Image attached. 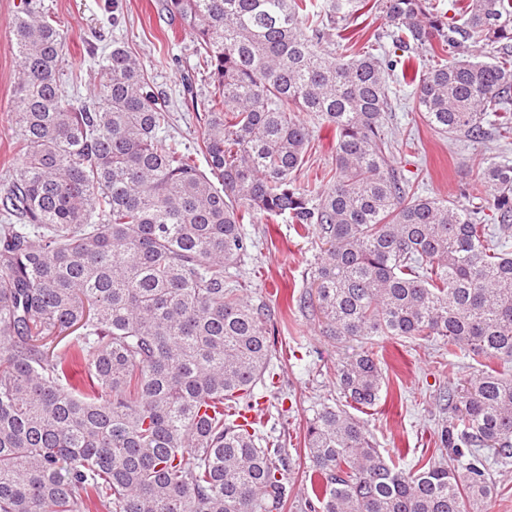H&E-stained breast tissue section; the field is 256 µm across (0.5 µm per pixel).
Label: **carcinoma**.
<instances>
[{"label": "carcinoma", "instance_id": "cac0c4a2", "mask_svg": "<svg viewBox=\"0 0 512 512\" xmlns=\"http://www.w3.org/2000/svg\"><path fill=\"white\" fill-rule=\"evenodd\" d=\"M165 0L193 37L211 91L199 150L161 135L166 95L121 45H88L98 81L68 92V33L27 4L8 48L20 68L11 122L19 172L0 182V512H282L292 463L239 424L269 367L267 309L224 271L248 254L245 216L318 231L301 305L358 349L336 365L353 409L377 404V339L448 345L483 366L446 394L448 457L387 462L364 424L323 404L306 425L317 512H485L490 468H512V254L486 213L512 224V164L486 159L480 207L422 196L385 132L404 53L434 130L512 135V0H464L462 23L428 0H378L392 48L332 49L369 0ZM492 61H471L472 44ZM454 50L448 60L439 54ZM336 127L335 171L295 183L311 130Z\"/></svg>", "mask_w": 512, "mask_h": 512}]
</instances>
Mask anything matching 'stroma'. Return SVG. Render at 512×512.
<instances>
[{"mask_svg": "<svg viewBox=\"0 0 512 512\" xmlns=\"http://www.w3.org/2000/svg\"><path fill=\"white\" fill-rule=\"evenodd\" d=\"M22 2L0 0V178L16 174L21 166L8 107L18 60L7 46V37ZM39 2L70 34L67 69L78 76L80 93H87L96 82L87 40L97 39L102 49L121 42L169 96L172 120L166 135L191 153L197 165H204L203 155L196 151L199 124L185 103L183 83L191 81L200 100L208 96L209 86L197 69L191 35L171 21L164 0ZM115 15L120 18L116 24L111 21ZM412 92V86L398 85L401 103L389 120L392 134L406 144V176L418 182L425 194L456 200L466 192L471 203H482L490 189L479 182L477 160L484 156L512 162V138L494 134L471 143L438 133L405 105ZM306 122L312 142L306 163L296 174L297 183L312 182L321 190L335 171L336 129L313 115ZM244 228L250 241L248 255L242 265L227 269L224 278L249 282L252 303L267 305L275 349L269 370L253 389V423L257 431L277 438L292 460L294 485L284 512H309L313 494L306 478L304 427L321 405L341 404L336 365L355 346L321 335L317 312L299 305L320 254L317 234L297 235L284 221L260 214L245 218ZM381 346L388 363L382 397L355 417L364 422L386 460L407 471L418 461L442 455L438 433L449 419L442 394L473 376L472 360L449 355L439 340L425 344L385 339Z\"/></svg>", "mask_w": 512, "mask_h": 512, "instance_id": "stroma-1", "label": "stroma"}]
</instances>
